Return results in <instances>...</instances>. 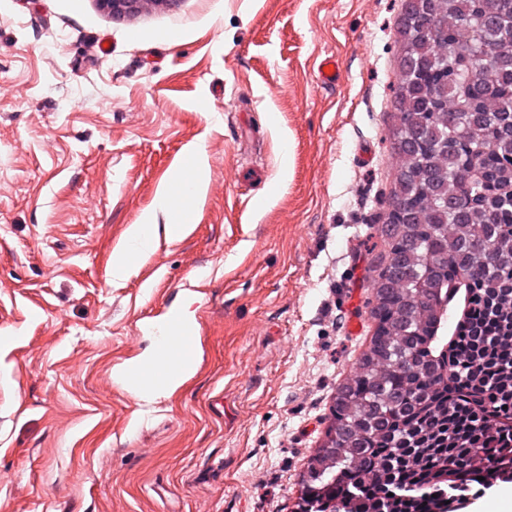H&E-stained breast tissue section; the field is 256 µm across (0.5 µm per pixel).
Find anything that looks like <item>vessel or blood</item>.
Here are the masks:
<instances>
[{
    "mask_svg": "<svg viewBox=\"0 0 512 512\" xmlns=\"http://www.w3.org/2000/svg\"><path fill=\"white\" fill-rule=\"evenodd\" d=\"M172 360L179 362L183 370L196 368L197 329L194 323H183L175 336L169 335L166 326L157 327L155 356L130 365L124 374L123 383L129 388L138 386L143 378L159 372L164 364Z\"/></svg>",
    "mask_w": 512,
    "mask_h": 512,
    "instance_id": "vessel-or-blood-1",
    "label": "vessel or blood"
}]
</instances>
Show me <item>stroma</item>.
Returning <instances> with one entry per match:
<instances>
[{"mask_svg": "<svg viewBox=\"0 0 512 512\" xmlns=\"http://www.w3.org/2000/svg\"><path fill=\"white\" fill-rule=\"evenodd\" d=\"M402 22L403 0H0V512H296L375 327ZM193 149L188 232L114 278ZM174 312L198 366L140 402L121 372Z\"/></svg>", "mask_w": 512, "mask_h": 512, "instance_id": "obj_1", "label": "stroma"}]
</instances>
